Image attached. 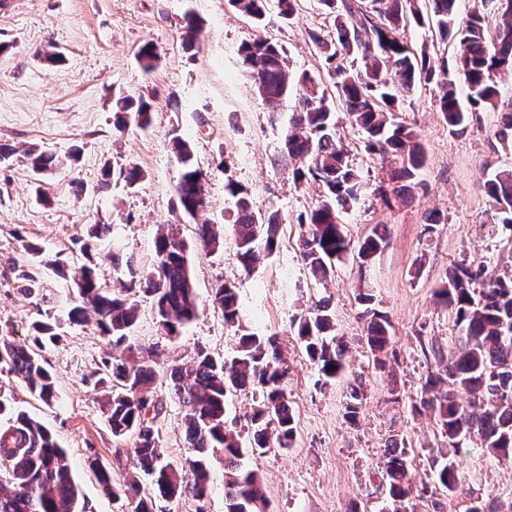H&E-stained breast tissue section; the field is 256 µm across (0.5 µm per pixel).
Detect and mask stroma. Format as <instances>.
Wrapping results in <instances>:
<instances>
[{
    "mask_svg": "<svg viewBox=\"0 0 512 512\" xmlns=\"http://www.w3.org/2000/svg\"><path fill=\"white\" fill-rule=\"evenodd\" d=\"M189 9L202 20L192 50L182 42L183 14ZM333 30L334 15L320 0H299L287 19L269 5L259 25L229 0H9L8 8L0 9V42L7 46L0 53V143L17 149L0 162V331L27 342L31 322L48 311L62 336L42 351L58 387L52 405L34 399L3 364L0 394L55 433L89 512H132L128 502L102 493L86 464L94 453L114 481L125 476L93 391L96 372L112 346L95 322L70 323L68 312L78 298L64 280L47 277L38 292L23 294L15 263L24 259L28 243L71 260L83 225L107 224L111 234L98 263L101 283L113 286L128 281L127 258H134L138 278L153 272L158 225H176L181 239L194 242L196 222L176 206L179 165L171 141L177 135L190 139L207 174L205 216L222 225L224 247L193 257L200 312L181 336L163 335L150 299L135 296L139 316L128 342L157 353L154 387L167 399L160 423L166 458L181 461L190 454L183 410L171 396L172 368L200 347L227 360L235 355V331L211 301L213 288L231 282L243 325L278 334L290 366L286 390L296 423L293 445L245 460L260 474L270 512H381L385 502L376 484L394 437L405 441L415 474L429 472V450L442 438L431 412L414 411L412 405L438 364L437 353L453 351L457 336L453 314L436 304L434 291L451 265L463 259L512 266V233L495 228L484 191L494 168L512 164V148L494 138L499 113L477 112L466 130H452L437 106L439 85L418 84L402 97L396 119L418 133L426 161L413 193L385 203L379 192L392 187L389 168L366 152L364 136L347 114L337 113L336 136L365 185L359 204L344 216L350 242L359 246L374 225L383 224L388 244L367 265L351 255L337 264L329 281H315L300 256L305 229L298 216L315 204L320 188L295 183L293 164L282 155L291 110H269L255 93L238 49L266 37L284 48L292 72L324 77L327 66L313 39L329 37ZM147 42L160 53L156 70L148 75L136 60ZM54 51L64 54V62L48 61ZM121 93L152 103L148 130L114 128L112 99ZM31 146L61 161L43 183L40 199L24 155ZM76 146L82 151L77 162L69 158ZM127 163L143 173L136 185L115 178L107 190H98L104 165ZM229 177L250 189L256 210L276 213L280 222L279 250L250 272L236 258L234 205L224 190ZM80 184L85 194L77 193ZM432 214L442 221L430 229L426 218ZM363 287L371 288L392 323L389 353L381 365L361 339L363 306L357 294ZM321 299L330 303L337 335L350 344L353 372L366 382L353 424L344 416L345 382L317 386V373L290 328L301 310ZM451 459L456 493L429 487L416 512H468L477 501L499 512L512 507V457L484 454L475 438ZM166 512H224L222 460L211 462L205 504L181 497L167 503Z\"/></svg>",
    "mask_w": 512,
    "mask_h": 512,
    "instance_id": "35a3bbf8",
    "label": "stroma"
}]
</instances>
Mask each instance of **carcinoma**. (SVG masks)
I'll return each mask as SVG.
<instances>
[{
  "instance_id": "1",
  "label": "carcinoma",
  "mask_w": 512,
  "mask_h": 512,
  "mask_svg": "<svg viewBox=\"0 0 512 512\" xmlns=\"http://www.w3.org/2000/svg\"><path fill=\"white\" fill-rule=\"evenodd\" d=\"M335 13V33L329 39H315L331 69L336 104L347 112L365 134V149L381 160L400 161L391 172L398 195L412 191L425 154L418 134L395 122L399 97L422 82L440 81L442 93L437 106L448 125L463 129L472 113L496 109L500 91L493 80L499 72L512 71V0H488L489 8L501 17L495 38L485 34V12L457 19V0H322ZM236 10L259 24L268 0H230ZM428 27L452 41L455 50V78L448 67L438 65L413 50L400 36L409 23ZM200 19L184 16L182 41L194 48ZM243 64L256 92L276 112L295 100L284 139L283 155L297 163V183L316 182L322 188L317 204L302 213L299 223L307 226L301 240V258L312 277L327 279L336 263L350 251L343 216L361 197L363 183L349 164L344 146L336 138L334 111L323 81L309 73L292 75L284 50L272 41L257 37L239 48ZM160 59L157 47L144 43L137 52L141 71L153 72ZM468 89V105L456 94V81ZM114 126L121 130L133 124L141 130L152 124V104L128 96L114 98ZM498 143L512 145V107L501 113L494 133ZM172 150L180 158V176L175 192L179 210L194 218L207 207L204 191L206 173L194 159L191 144L176 136ZM32 170L48 175L56 169L53 154L30 149L26 152ZM485 193L495 211L497 223L512 231V168L495 170L484 183ZM225 190L235 200L234 236L237 259L251 271L278 249V220L273 213L254 210L252 194L243 185L227 179ZM110 225L90 224L80 235L81 261L67 266L60 259L43 255L42 248L28 243L27 255L60 274L69 267L70 282L81 303L69 311V320L81 324L94 319L109 336L112 348L128 340L138 317L137 305L129 297L130 286L121 283L104 288L98 278L95 255L108 240ZM387 243V228L377 224L358 247L357 258L364 264ZM196 245L213 253L223 248L218 225L208 221L196 227ZM155 273L138 283L149 296L161 333L179 336L198 317L189 246L173 227L158 229L154 239ZM18 287L27 294L41 288V278L28 265L15 267ZM437 302L454 314L458 330L457 347L448 363L430 374L421 393L420 406L433 412L448 448L457 452L471 434L494 457L512 455V273L499 274L485 262L462 260L452 265L446 281L437 289ZM361 340L373 353L387 349L392 325L386 312L373 305L369 292L360 295ZM213 303L224 323L240 332L237 354L226 361L199 348L194 356L171 373L174 397L184 410L186 437L192 455L182 462L165 458L157 420L164 401L152 391L155 369L147 360L131 364L107 355L101 361L102 377L93 390L103 393V407L112 436L131 439L130 449H115V459L132 455V472L122 483H112L111 473L99 457H87L103 492L114 500L135 503L134 512H159V503L182 496L201 502L208 497L212 458L224 461V512H267L268 499L254 470L243 468L244 455H262L270 448H289L295 435V419L284 390L288 363L276 334L246 332L239 321L237 287L223 283L213 289ZM304 343L305 351L326 386L350 373L349 343L336 335L330 304L320 300L295 317L290 325ZM29 345L0 336V364L49 405L57 398L56 383L44 367L39 351L46 342L60 339L50 315L31 324ZM250 391L254 407L247 436L237 430L231 416L232 396ZM468 400L462 404L457 392ZM345 417L354 422L361 408L365 382L356 376L347 383ZM430 479L450 493L457 488L453 462L443 453L432 457ZM427 488L409 470L407 448L391 439L377 491L400 512L404 501L418 488ZM0 512H88L79 485L72 478L66 452L52 432L30 415L16 410L0 395Z\"/></svg>"
}]
</instances>
